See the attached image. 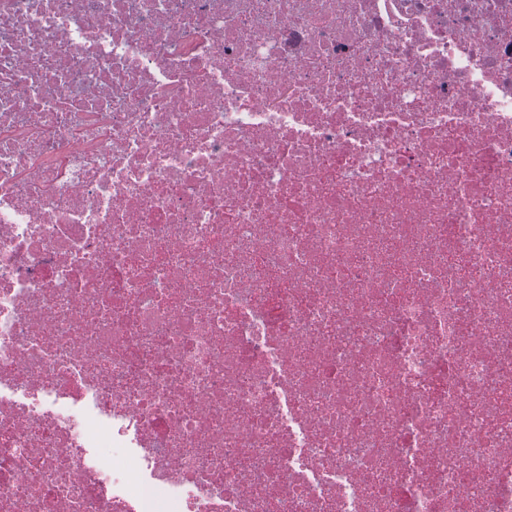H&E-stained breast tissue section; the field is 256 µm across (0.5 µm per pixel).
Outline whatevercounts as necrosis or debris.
<instances>
[{
  "mask_svg": "<svg viewBox=\"0 0 512 512\" xmlns=\"http://www.w3.org/2000/svg\"><path fill=\"white\" fill-rule=\"evenodd\" d=\"M0 512H512V0H0Z\"/></svg>",
  "mask_w": 512,
  "mask_h": 512,
  "instance_id": "1",
  "label": "necrosis or debris"
}]
</instances>
